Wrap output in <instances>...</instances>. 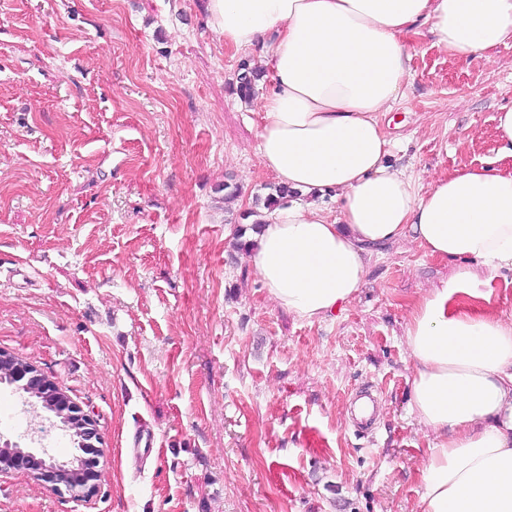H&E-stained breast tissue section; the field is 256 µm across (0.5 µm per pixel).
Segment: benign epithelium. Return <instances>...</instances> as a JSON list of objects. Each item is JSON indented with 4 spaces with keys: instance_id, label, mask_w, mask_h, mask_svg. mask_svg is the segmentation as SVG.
<instances>
[{
    "instance_id": "obj_1",
    "label": "benign epithelium",
    "mask_w": 512,
    "mask_h": 512,
    "mask_svg": "<svg viewBox=\"0 0 512 512\" xmlns=\"http://www.w3.org/2000/svg\"><path fill=\"white\" fill-rule=\"evenodd\" d=\"M0 370L7 373V383L25 406L34 408L49 404L54 409L50 417L57 426L65 431L77 430L84 453L80 468L71 470L46 448L35 454L6 441L0 444V475L27 471L51 483L52 490H65L77 501L93 497L102 471L98 470L100 450L93 444L98 433L92 421L78 413L68 396L33 366L0 353Z\"/></svg>"
}]
</instances>
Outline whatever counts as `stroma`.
Here are the masks:
<instances>
[{
    "mask_svg": "<svg viewBox=\"0 0 512 512\" xmlns=\"http://www.w3.org/2000/svg\"><path fill=\"white\" fill-rule=\"evenodd\" d=\"M206 16L207 0H0V351L89 415L103 471L86 502L0 475V512H414L437 438L410 409L405 331L458 265L405 238L335 314L277 307L227 235L275 181L261 101L232 92L246 55ZM408 42L382 123L425 187L494 156L512 42ZM12 398L0 385V436L71 459L72 436ZM143 423L155 446L136 454Z\"/></svg>",
    "mask_w": 512,
    "mask_h": 512,
    "instance_id": "35a3bbf8",
    "label": "stroma"
}]
</instances>
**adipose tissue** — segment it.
Wrapping results in <instances>:
<instances>
[{"mask_svg":"<svg viewBox=\"0 0 512 512\" xmlns=\"http://www.w3.org/2000/svg\"><path fill=\"white\" fill-rule=\"evenodd\" d=\"M207 10L226 48L268 67L259 154L302 196L253 236L249 261L270 300L324 319L357 295L373 247L408 235L459 261L406 329L410 407L440 438L416 512H512V318L452 303L512 276V173L464 168L420 191L389 163L380 121L410 75L407 36L424 28L456 56L488 54L512 41V0H208Z\"/></svg>","mask_w":512,"mask_h":512,"instance_id":"adipose-tissue-1","label":"adipose tissue"}]
</instances>
